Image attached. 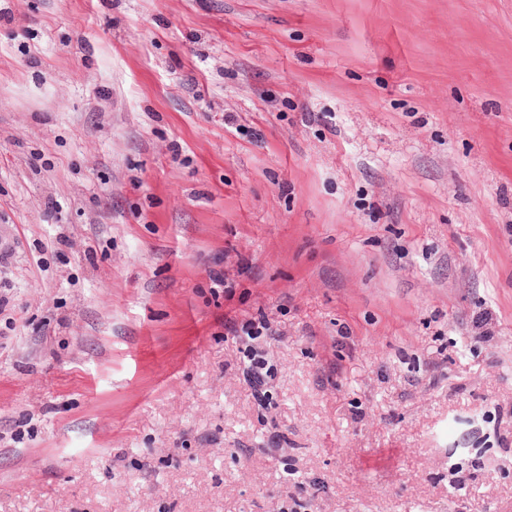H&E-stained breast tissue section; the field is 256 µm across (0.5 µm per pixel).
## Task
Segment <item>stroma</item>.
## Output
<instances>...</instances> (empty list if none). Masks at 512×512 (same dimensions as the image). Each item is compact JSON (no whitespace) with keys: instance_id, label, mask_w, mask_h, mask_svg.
Returning a JSON list of instances; mask_svg holds the SVG:
<instances>
[{"instance_id":"35a3bbf8","label":"stroma","mask_w":512,"mask_h":512,"mask_svg":"<svg viewBox=\"0 0 512 512\" xmlns=\"http://www.w3.org/2000/svg\"><path fill=\"white\" fill-rule=\"evenodd\" d=\"M0 298V512H512V0H0ZM227 330L232 336L239 338L242 343L246 344L249 357L246 373L251 384L255 387L264 385L270 368L264 356L265 352L256 346V341L261 336H268L270 331L268 323L260 322L256 325L255 322L247 320L239 326V323L234 321L228 325Z\"/></svg>"}]
</instances>
